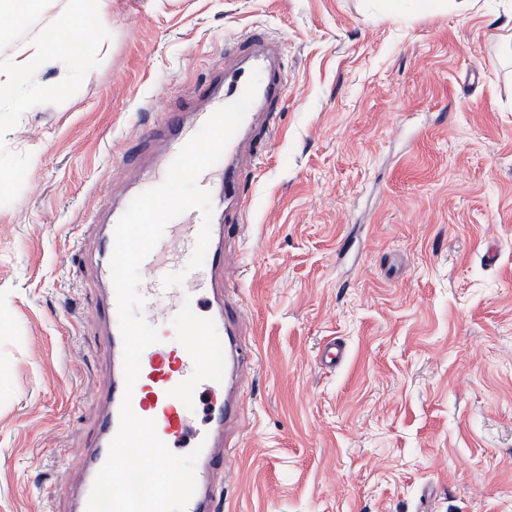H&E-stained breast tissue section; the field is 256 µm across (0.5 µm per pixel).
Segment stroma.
Listing matches in <instances>:
<instances>
[{"instance_id": "obj_1", "label": "stroma", "mask_w": 512, "mask_h": 512, "mask_svg": "<svg viewBox=\"0 0 512 512\" xmlns=\"http://www.w3.org/2000/svg\"><path fill=\"white\" fill-rule=\"evenodd\" d=\"M256 30L288 98L226 245L258 362L221 512H512V0H109L74 27L0 101V512L80 480L112 358L79 270L138 183L122 153Z\"/></svg>"}]
</instances>
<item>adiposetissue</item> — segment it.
<instances>
[{"instance_id":"obj_1","label":"adipose tissue","mask_w":512,"mask_h":512,"mask_svg":"<svg viewBox=\"0 0 512 512\" xmlns=\"http://www.w3.org/2000/svg\"><path fill=\"white\" fill-rule=\"evenodd\" d=\"M57 43L55 33H32L9 59L0 63V96L28 83L46 67L59 63Z\"/></svg>"}]
</instances>
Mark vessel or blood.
Returning <instances> with one entry per match:
<instances>
[{
	"instance_id": "1",
	"label": "vessel or blood",
	"mask_w": 512,
	"mask_h": 512,
	"mask_svg": "<svg viewBox=\"0 0 512 512\" xmlns=\"http://www.w3.org/2000/svg\"><path fill=\"white\" fill-rule=\"evenodd\" d=\"M230 64L213 67L207 79L195 86L194 112H169L157 123L141 131L145 144H161L160 163H144L142 156L128 157L129 165L140 168L141 190L160 186L185 143L197 133L220 107L237 100L251 74H258L256 105L250 106L239 130L220 160L198 178L200 188L209 191L218 225L210 229L205 263L188 269L202 225L198 210L191 209L169 221L164 233L140 265V293L143 315L158 330L160 340L147 346L140 360V373L133 388L132 408L141 418L153 420L155 430L168 448L180 446L185 433L203 450L195 467L196 491L185 512H219L224 489L233 470L234 450L239 445L243 424L240 399L230 395V386H244L255 370L256 356L250 347L227 339L229 328L243 326L242 311L236 298L228 294L224 273L229 259L224 238L240 236L248 204L244 186L262 155V145H247L244 135L255 126L275 133L282 105L286 101L279 43L265 33H253L243 50L232 53ZM118 206L109 215L99 239L98 257L89 266L92 278L104 285L107 294L98 307L106 329L105 343L112 355V376L101 400L104 412L93 438V451L83 465V481L72 496L71 512H87L88 498L97 473L105 463L109 445L120 422L124 393L123 340L117 298L111 273L115 226L124 214ZM184 273L182 285L164 287L162 279ZM206 298L207 316L184 314L186 295ZM183 323V342L172 343L169 321ZM199 394L209 395L207 426L192 428L191 402Z\"/></svg>"
}]
</instances>
